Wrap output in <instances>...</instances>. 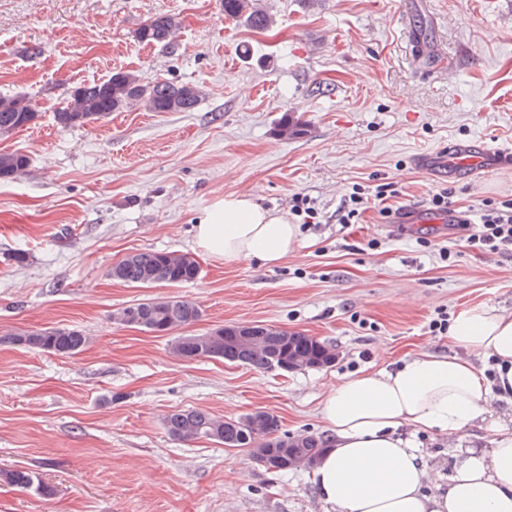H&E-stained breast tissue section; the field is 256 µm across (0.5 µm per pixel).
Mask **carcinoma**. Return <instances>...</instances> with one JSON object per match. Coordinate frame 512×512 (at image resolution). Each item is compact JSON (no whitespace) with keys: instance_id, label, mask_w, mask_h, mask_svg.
Returning <instances> with one entry per match:
<instances>
[{"instance_id":"obj_1","label":"carcinoma","mask_w":512,"mask_h":512,"mask_svg":"<svg viewBox=\"0 0 512 512\" xmlns=\"http://www.w3.org/2000/svg\"><path fill=\"white\" fill-rule=\"evenodd\" d=\"M224 17L240 21L254 30L272 24L269 13L255 0H221ZM177 13H160L145 21L135 31V38L145 44H166L181 29ZM203 98V91L193 85L170 81L146 82L136 70L116 71L100 82L83 83L71 91L66 105L55 112V121L63 128L86 126L107 120L114 112L139 109L146 112H193ZM37 113L20 94L0 95V136L29 127ZM278 135L293 139L306 134L304 125L290 116L281 119ZM29 166L26 154L0 153V180L17 178ZM201 267L187 252L135 251L126 255L109 271L115 280L138 286L181 285L200 278ZM201 311L191 301L168 298L144 300L119 308L114 319L127 327L156 336H172L180 327L199 320ZM7 341L27 349L57 355H73L88 344V337L74 329H31L17 332ZM329 342L301 331H289L285 337L273 336L270 326L253 323L249 344L242 345L224 338V328L201 334L172 336L171 350L176 357L193 361L203 358L222 359L229 363L269 371L277 360L288 358L304 362V369L325 368ZM168 435L180 442L208 439L226 448L241 449L252 460L272 472H288L312 467L327 448L324 435L290 436L281 432L280 420L266 410H256L238 418L224 419L204 410L186 409L164 418ZM5 480L20 490L37 487L44 495L50 490L35 485L36 477L27 470L4 474Z\"/></svg>"}]
</instances>
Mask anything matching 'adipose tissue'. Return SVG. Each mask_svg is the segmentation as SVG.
<instances>
[{"label": "adipose tissue", "mask_w": 512, "mask_h": 512, "mask_svg": "<svg viewBox=\"0 0 512 512\" xmlns=\"http://www.w3.org/2000/svg\"><path fill=\"white\" fill-rule=\"evenodd\" d=\"M299 240L286 215L236 193L218 198L194 234L200 254L227 265H277ZM448 340L457 355L424 353L329 388L321 410L329 442L312 471L326 512H512V426L495 407L512 402V312L462 308ZM488 357L492 380L476 365ZM475 424L485 426L490 447L457 455L444 485L402 435L409 428L451 436Z\"/></svg>", "instance_id": "adipose-tissue-1"}]
</instances>
